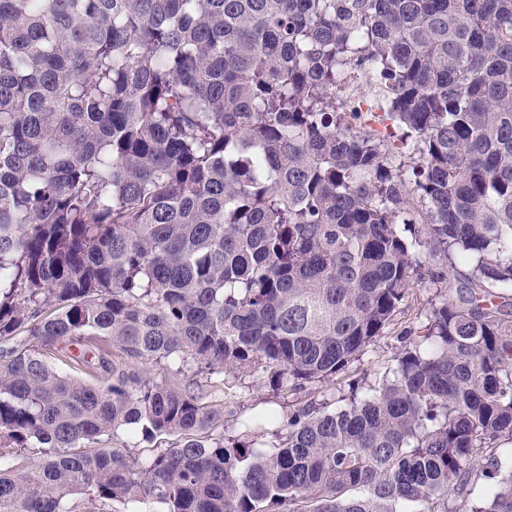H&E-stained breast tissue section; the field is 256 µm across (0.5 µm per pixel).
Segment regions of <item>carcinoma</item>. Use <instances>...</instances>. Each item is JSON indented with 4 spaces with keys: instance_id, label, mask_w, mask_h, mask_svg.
<instances>
[{
    "instance_id": "carcinoma-1",
    "label": "carcinoma",
    "mask_w": 512,
    "mask_h": 512,
    "mask_svg": "<svg viewBox=\"0 0 512 512\" xmlns=\"http://www.w3.org/2000/svg\"><path fill=\"white\" fill-rule=\"evenodd\" d=\"M355 72L375 103L336 107ZM403 149L417 212L390 164ZM432 262L435 288L464 293L430 302L344 405L324 394L285 430L270 413L217 434L224 410L140 371L318 392ZM499 285L512 0H0V512H67L71 494L161 512H512ZM121 429L181 441L144 462L86 450Z\"/></svg>"
}]
</instances>
